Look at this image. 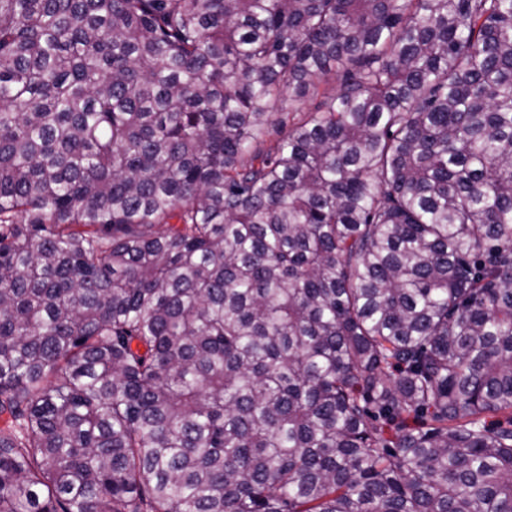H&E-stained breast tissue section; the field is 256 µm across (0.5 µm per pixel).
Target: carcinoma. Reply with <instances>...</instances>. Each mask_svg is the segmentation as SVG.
<instances>
[{
	"mask_svg": "<svg viewBox=\"0 0 512 512\" xmlns=\"http://www.w3.org/2000/svg\"><path fill=\"white\" fill-rule=\"evenodd\" d=\"M0 417V512H512V0H0Z\"/></svg>",
	"mask_w": 512,
	"mask_h": 512,
	"instance_id": "1",
	"label": "carcinoma"
}]
</instances>
